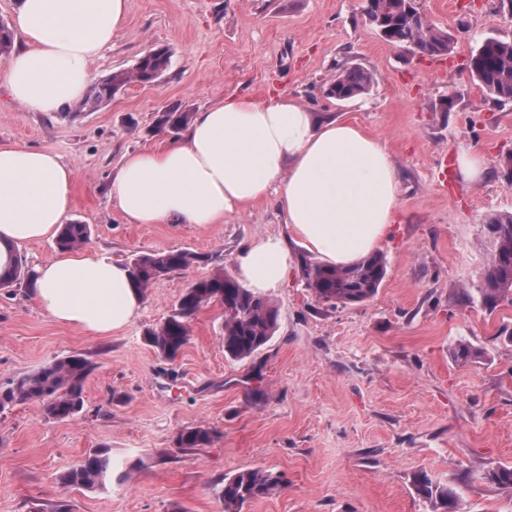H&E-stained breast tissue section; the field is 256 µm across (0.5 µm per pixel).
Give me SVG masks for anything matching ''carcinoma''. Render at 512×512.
<instances>
[{
    "label": "carcinoma",
    "instance_id": "cac0c4a2",
    "mask_svg": "<svg viewBox=\"0 0 512 512\" xmlns=\"http://www.w3.org/2000/svg\"><path fill=\"white\" fill-rule=\"evenodd\" d=\"M364 16L376 32L388 43L407 48L423 56H446L453 49L447 30L431 21L412 5V0H366ZM15 33L0 23V60L10 54ZM170 52L158 45L141 56L133 68L118 71L92 83L79 104L80 110L92 111L107 103L130 83L152 84L169 68ZM467 66L482 92L495 101L512 103V39L499 36L485 38L471 53ZM373 85L371 72L346 68L330 79L327 95L351 99L369 92ZM193 113L173 109L163 112L158 125L169 133L178 134L192 120ZM486 231L494 243L483 240L487 264L477 293L466 292L467 299L493 308L512 297V213L492 215L486 221ZM90 227L78 221L64 224L55 243L59 250L79 249L88 239ZM208 261L204 255L185 249L157 253L134 254L126 262L132 283L144 294L157 282L194 264ZM387 261L376 252L346 267L305 260L302 277L305 286L323 303L332 306L362 303L378 291L386 275ZM32 268L17 258L14 266L0 272V289L29 282ZM218 302L224 308V353L234 360H245L261 351L274 336L278 312L266 296L254 295L242 288L233 274L218 269L207 277L192 282L179 299L172 313L161 323L148 329L145 340L163 360L173 361L190 340V323L205 306ZM94 364L80 356H66L39 370L0 385V412L18 402L31 401L53 419L65 420L79 414L84 405V384ZM214 440L208 427L196 426L180 431L175 439L177 448H205ZM112 466L103 453H93L73 465L60 477L63 487L97 489L110 479ZM494 484L512 489V465H501L488 472ZM279 477L262 469H245L224 478L221 498L224 512H242L245 504L270 495L279 485ZM419 493L429 500L450 501L453 490L432 483L423 477Z\"/></svg>",
    "mask_w": 512,
    "mask_h": 512
}]
</instances>
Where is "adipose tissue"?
Returning a JSON list of instances; mask_svg holds the SVG:
<instances>
[{
  "label": "adipose tissue",
  "mask_w": 512,
  "mask_h": 512,
  "mask_svg": "<svg viewBox=\"0 0 512 512\" xmlns=\"http://www.w3.org/2000/svg\"><path fill=\"white\" fill-rule=\"evenodd\" d=\"M127 0H17L23 46L0 71L29 111L55 114L82 98L90 65L111 46ZM72 168L48 149L0 144V269L17 246L56 236L72 206ZM396 166L385 146L339 120L314 124L297 101L226 98L176 141L126 154L109 197L134 224H215L225 212L276 198L292 235L328 265L376 251L399 210ZM293 265L278 237L254 239L237 259L243 288L269 294ZM31 299L55 322L94 336L129 325L143 299L125 264L96 252L37 264Z\"/></svg>",
  "instance_id": "obj_1"
}]
</instances>
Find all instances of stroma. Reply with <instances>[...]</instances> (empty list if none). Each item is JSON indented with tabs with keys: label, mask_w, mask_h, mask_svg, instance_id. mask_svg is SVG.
Segmentation results:
<instances>
[{
	"label": "stroma",
	"mask_w": 512,
	"mask_h": 512,
	"mask_svg": "<svg viewBox=\"0 0 512 512\" xmlns=\"http://www.w3.org/2000/svg\"><path fill=\"white\" fill-rule=\"evenodd\" d=\"M364 0H127V19L93 63L94 78L131 68L157 45L171 65L154 84L127 85L92 112H28L0 85V143L46 148L75 170L70 220L89 225L87 251L131 255L188 249L208 256L157 282L139 317L109 336L55 323L26 286L0 289V385L54 359L80 354L95 369L84 408L47 418L20 402L0 412V512H224L225 477L265 469L278 489L243 512H434L415 481L452 488L450 512H512V489L485 471L512 464V302H468L486 255L482 226L512 212V186L498 168L512 154V104L487 98L467 67L481 41L512 38V13L497 0H418L455 40L453 69L384 41L366 24ZM374 76L368 94L326 93L336 70ZM452 111L438 105L449 90ZM230 96L294 98L314 115L361 126L379 138L400 180V213L380 250L385 279L370 300L337 307L305 288L310 256L294 245L287 282L272 293L278 329L238 361L224 354V309L191 322L175 361L144 340L185 289L216 269H234L255 238L288 232L275 199L225 213L218 224H131L106 189L125 152L171 141L161 113L198 112ZM481 155L486 176L440 183L460 150ZM465 341L479 357L460 363ZM204 425L205 448L175 447L177 433ZM107 452L104 488H65L61 475Z\"/></svg>",
	"instance_id": "obj_1"
}]
</instances>
